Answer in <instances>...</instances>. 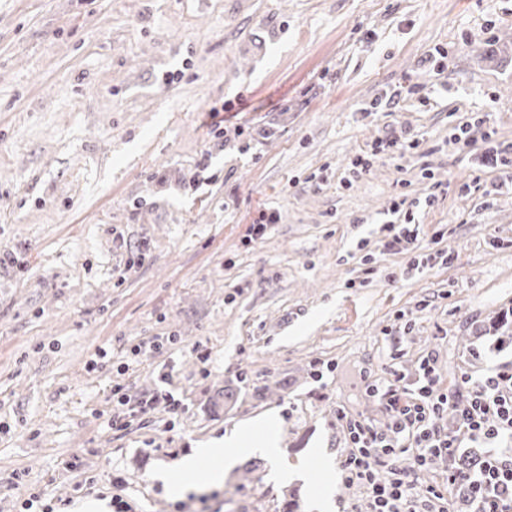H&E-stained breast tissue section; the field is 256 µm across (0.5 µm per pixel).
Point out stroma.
Returning <instances> with one entry per match:
<instances>
[{
	"label": "stroma",
	"instance_id": "1",
	"mask_svg": "<svg viewBox=\"0 0 512 512\" xmlns=\"http://www.w3.org/2000/svg\"><path fill=\"white\" fill-rule=\"evenodd\" d=\"M401 82L428 102L360 111ZM477 112L511 147L512 0H0V512L116 495L282 512L292 494L300 512H367L337 417L384 423L367 381L431 350L447 387L512 362L490 334L512 321V184L448 142ZM392 131L418 148L341 188ZM430 194L420 247L455 262L412 274L379 228ZM264 209L277 223L245 244ZM164 371L184 412L113 430V386L137 397ZM265 415L276 459L249 475L239 452L208 504L156 480Z\"/></svg>",
	"mask_w": 512,
	"mask_h": 512
}]
</instances>
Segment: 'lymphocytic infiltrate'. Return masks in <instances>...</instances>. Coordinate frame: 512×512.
<instances>
[{
	"label": "lymphocytic infiltrate",
	"mask_w": 512,
	"mask_h": 512,
	"mask_svg": "<svg viewBox=\"0 0 512 512\" xmlns=\"http://www.w3.org/2000/svg\"><path fill=\"white\" fill-rule=\"evenodd\" d=\"M485 124V118H475L452 128L448 139L461 150L479 146L485 167L512 166ZM418 146L417 139L407 136L378 138L351 159L339 183L352 187L377 160L404 155ZM392 211L403 214L404 221L381 225L384 250L414 252L412 267L419 271L454 263V256L421 251V227L413 209L398 201ZM437 362L431 352L415 373L395 370L382 382L368 384L369 396L385 413L384 424L340 414L347 441L341 463L345 480L363 490L370 512H448L449 500L460 495L474 505V512H512V364H502L479 379L461 377L448 389L441 383ZM112 395L118 409L109 422L115 429L160 405L173 415L184 410L182 402L164 389L134 401L118 387ZM465 441L485 449L478 464L465 470L449 468L442 481L425 482L429 465L455 458Z\"/></svg>",
	"instance_id": "f902f5d3"
}]
</instances>
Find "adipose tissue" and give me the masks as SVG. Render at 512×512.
<instances>
[{
	"label": "adipose tissue",
	"mask_w": 512,
	"mask_h": 512,
	"mask_svg": "<svg viewBox=\"0 0 512 512\" xmlns=\"http://www.w3.org/2000/svg\"><path fill=\"white\" fill-rule=\"evenodd\" d=\"M280 424L276 417L268 415L249 421L244 427L225 436L224 440L195 449L193 454L168 471L169 486L173 493L195 488L199 481L212 485L222 484L226 471L237 463L231 449L246 448L266 456H273L279 445Z\"/></svg>",
	"instance_id": "ef3b65f1"
}]
</instances>
